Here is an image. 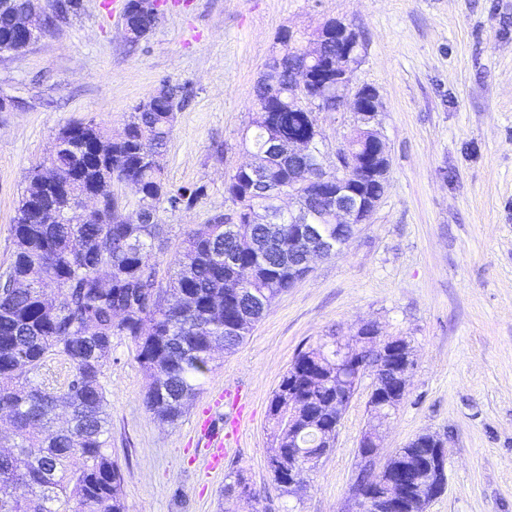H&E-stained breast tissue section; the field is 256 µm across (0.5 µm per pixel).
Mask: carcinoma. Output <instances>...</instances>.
Returning a JSON list of instances; mask_svg holds the SVG:
<instances>
[{
  "label": "carcinoma",
  "instance_id": "1",
  "mask_svg": "<svg viewBox=\"0 0 512 512\" xmlns=\"http://www.w3.org/2000/svg\"><path fill=\"white\" fill-rule=\"evenodd\" d=\"M19 0H0V53L15 39L13 18ZM78 8V0H54L47 26L60 13ZM279 54L288 67L300 62L302 48L284 30ZM318 83L336 86V41L323 47L314 65ZM257 117L242 138L262 157L265 181L238 169L224 183V194L238 215L276 212L274 191L304 172L323 177L312 201L310 222L331 224L329 207L336 194L335 175L319 169V156L303 161L288 157V144L310 137L318 110L304 111L288 102V84L255 86ZM129 140L109 143L106 129L89 121L87 152L67 147L61 137L47 155L60 169L76 171L68 197L46 215L22 198L11 227L14 258L0 281V419L6 420L13 443L0 450V512H124V475L112 461L110 418L106 412L105 369L112 341L127 336L149 378L144 404L160 422L173 423L187 399L200 391L221 351L241 345L271 301L306 273L303 255L282 252L270 241L288 237L286 224H237L225 232L224 213L200 228L184 232L182 250L171 265L167 287L157 280L149 257L163 241L159 211L190 206L201 189L173 188L164 170L141 160L138 139L146 149L164 154L173 130L167 100L159 97L149 112H131ZM370 132L353 124L349 143L366 154ZM130 187L136 204L152 202L145 219H128L127 208L103 201L96 217L83 221L69 210L83 192L107 184ZM56 286L59 298L48 295ZM335 335L298 352L274 391L269 419L273 454L269 467L284 495L288 458L328 454L326 432L335 428L346 406L337 397L343 387L336 374ZM69 365L61 388L40 380L54 360ZM294 388L304 407L298 412L283 398ZM427 448L400 449V463L429 466ZM249 484L244 471L226 476L224 494Z\"/></svg>",
  "mask_w": 512,
  "mask_h": 512
}]
</instances>
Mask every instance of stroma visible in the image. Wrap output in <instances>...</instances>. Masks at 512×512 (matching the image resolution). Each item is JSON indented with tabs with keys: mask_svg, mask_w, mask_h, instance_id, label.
Returning a JSON list of instances; mask_svg holds the SVG:
<instances>
[{
	"mask_svg": "<svg viewBox=\"0 0 512 512\" xmlns=\"http://www.w3.org/2000/svg\"><path fill=\"white\" fill-rule=\"evenodd\" d=\"M79 2L25 51L0 54V98L24 105L0 112V275L30 172L57 133L90 120L120 133L133 106L168 80L188 97L165 175L203 193L191 208L160 214L166 235L150 261L167 281L184 231L233 207L224 182L247 161L240 142L256 116L254 86L284 28L306 47L330 20L358 32L355 83L379 94L389 155L367 223L271 302L178 421L160 423L146 409L135 345L113 340L104 384L126 512H352L360 439L377 423L371 377L332 452L291 496L268 466V409L300 350L370 321L404 337L416 362L383 428L381 457L438 435L447 482L427 512H512V0H161L159 24L135 46L123 7ZM227 389L245 393L247 418L223 471L208 473L197 462L198 423L231 419L214 404ZM238 469L254 500L225 496V475Z\"/></svg>",
	"mask_w": 512,
	"mask_h": 512,
	"instance_id": "1",
	"label": "stroma"
}]
</instances>
